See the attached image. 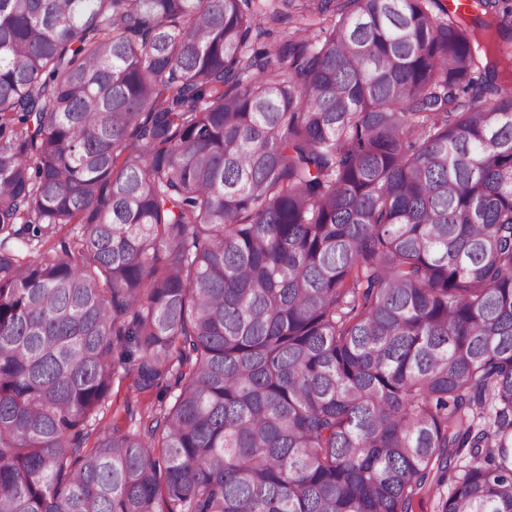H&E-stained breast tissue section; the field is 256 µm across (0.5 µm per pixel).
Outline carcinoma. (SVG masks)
<instances>
[{
	"instance_id": "carcinoma-1",
	"label": "carcinoma",
	"mask_w": 512,
	"mask_h": 512,
	"mask_svg": "<svg viewBox=\"0 0 512 512\" xmlns=\"http://www.w3.org/2000/svg\"><path fill=\"white\" fill-rule=\"evenodd\" d=\"M464 451L440 512H512V0H0V512H411Z\"/></svg>"
}]
</instances>
